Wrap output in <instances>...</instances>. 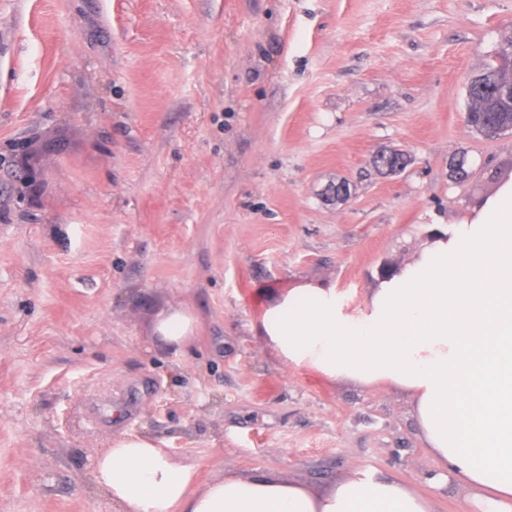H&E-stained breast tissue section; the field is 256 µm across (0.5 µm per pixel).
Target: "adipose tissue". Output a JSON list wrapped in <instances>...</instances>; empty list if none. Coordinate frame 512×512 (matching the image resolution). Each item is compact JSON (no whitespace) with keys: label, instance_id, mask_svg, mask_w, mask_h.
<instances>
[{"label":"adipose tissue","instance_id":"1","mask_svg":"<svg viewBox=\"0 0 512 512\" xmlns=\"http://www.w3.org/2000/svg\"><path fill=\"white\" fill-rule=\"evenodd\" d=\"M155 330L180 348L198 318L173 308ZM258 331L286 365L408 393L436 481L469 491L461 512H512V182L454 235L435 233L359 312L305 284L264 303ZM92 476L117 512H433L382 473L320 491L275 473L201 482L148 434L112 439Z\"/></svg>","mask_w":512,"mask_h":512}]
</instances>
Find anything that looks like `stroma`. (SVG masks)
I'll return each mask as SVG.
<instances>
[{"label":"stroma","instance_id":"stroma-1","mask_svg":"<svg viewBox=\"0 0 512 512\" xmlns=\"http://www.w3.org/2000/svg\"><path fill=\"white\" fill-rule=\"evenodd\" d=\"M509 37L512 0H0V512H114L91 469L123 434L203 482L380 471L459 512L406 393L283 366L256 328L298 284L363 308L512 182V132L463 121ZM155 330L167 345L181 348L195 337L198 318L189 309L172 308L159 316Z\"/></svg>","mask_w":512,"mask_h":512}]
</instances>
